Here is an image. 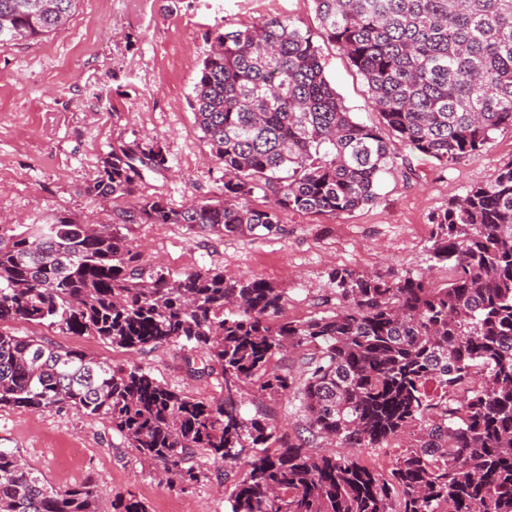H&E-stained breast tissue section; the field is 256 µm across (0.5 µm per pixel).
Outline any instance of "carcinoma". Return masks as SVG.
Masks as SVG:
<instances>
[{
  "mask_svg": "<svg viewBox=\"0 0 512 512\" xmlns=\"http://www.w3.org/2000/svg\"><path fill=\"white\" fill-rule=\"evenodd\" d=\"M80 0H0V47L62 30ZM328 40L362 76L383 127L448 166L512 129V0H313ZM192 108L224 200L173 209L144 199L114 224L58 216L0 225V327L15 321L94 336L144 354L187 349L193 379L221 376L204 402L137 364H111L38 335L0 330V407H69L112 424L168 489L238 468L229 512H512V161L431 216L430 277L331 271V315L281 319L284 292L216 269L146 267L126 224H185L226 235L274 233L284 216L340 215L372 203L394 163L380 128L357 122L324 74L301 21L264 18L215 33ZM161 149L121 148L87 187L133 195ZM261 191L268 205L249 198ZM303 354L304 377L277 368ZM293 393L294 438L241 412L243 392ZM409 444L385 470L339 448ZM0 512H103L95 485L57 489L0 448ZM112 512H150L129 493Z\"/></svg>",
  "mask_w": 512,
  "mask_h": 512,
  "instance_id": "cac0c4a2",
  "label": "carcinoma"
}]
</instances>
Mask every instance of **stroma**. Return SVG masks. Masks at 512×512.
Here are the masks:
<instances>
[{
  "label": "stroma",
  "instance_id": "obj_1",
  "mask_svg": "<svg viewBox=\"0 0 512 512\" xmlns=\"http://www.w3.org/2000/svg\"><path fill=\"white\" fill-rule=\"evenodd\" d=\"M302 21L319 47L324 73L354 118L379 125L364 81L315 16L313 0H81L57 34L0 47V224H44L66 215L82 224H109L115 209L159 196L169 206L224 198V165L212 157L191 107L194 85L215 32L243 29L263 18ZM160 146L164 170L144 172L135 195L107 204L86 188L104 157L124 147ZM399 161L378 181L375 203L352 212L293 214L272 235L224 236L182 224H131L125 234L145 264L175 274L219 268L232 278L261 277L288 295L291 319L327 315L337 306L332 269L432 272V213L512 160V130L497 132L489 149L452 165L409 152L391 140ZM8 332H32L110 363L128 356L91 336H72L16 321ZM137 361L168 386L202 401L222 399L214 375L189 379L180 346ZM0 448H11L54 487L93 482L103 501L133 493L151 512L181 503L186 512H227L217 479L167 489L143 466L110 424L70 408H0Z\"/></svg>",
  "mask_w": 512,
  "mask_h": 512
}]
</instances>
